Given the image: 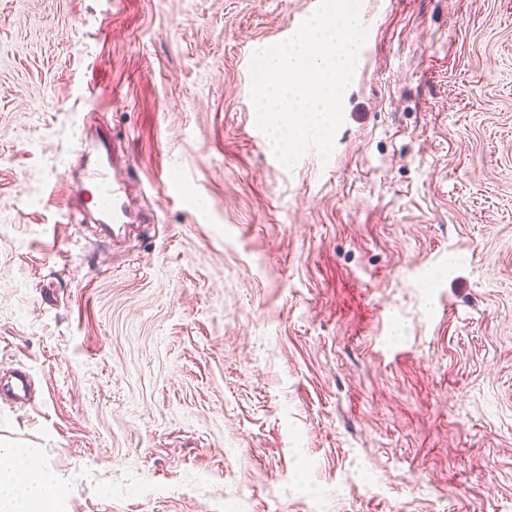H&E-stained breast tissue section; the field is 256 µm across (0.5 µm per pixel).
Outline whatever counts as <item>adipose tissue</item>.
<instances>
[{
    "mask_svg": "<svg viewBox=\"0 0 512 512\" xmlns=\"http://www.w3.org/2000/svg\"><path fill=\"white\" fill-rule=\"evenodd\" d=\"M71 494L38 451L0 447V512H67Z\"/></svg>",
    "mask_w": 512,
    "mask_h": 512,
    "instance_id": "obj_1",
    "label": "adipose tissue"
}]
</instances>
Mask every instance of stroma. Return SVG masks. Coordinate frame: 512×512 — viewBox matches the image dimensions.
Here are the masks:
<instances>
[{"instance_id":"35a3bbf8","label":"stroma","mask_w":512,"mask_h":512,"mask_svg":"<svg viewBox=\"0 0 512 512\" xmlns=\"http://www.w3.org/2000/svg\"><path fill=\"white\" fill-rule=\"evenodd\" d=\"M313 11L0 0V440L69 512H512V0H362L334 150L285 171L247 53ZM84 124L117 240L66 223ZM80 147L89 157L93 156V165L88 166L83 175L94 186L96 201L94 206L104 217L101 220L103 227L112 229H124L126 224H134L131 211L123 199V184L112 175L115 167L114 146L105 137H97L92 142L86 137L80 139ZM112 163V167H111Z\"/></svg>"}]
</instances>
